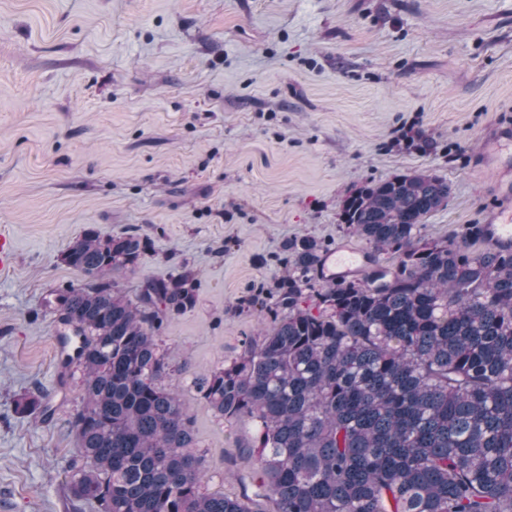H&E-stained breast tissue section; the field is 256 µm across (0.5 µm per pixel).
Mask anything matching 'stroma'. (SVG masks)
<instances>
[{"instance_id": "stroma-1", "label": "stroma", "mask_w": 512, "mask_h": 512, "mask_svg": "<svg viewBox=\"0 0 512 512\" xmlns=\"http://www.w3.org/2000/svg\"><path fill=\"white\" fill-rule=\"evenodd\" d=\"M512 122V0H0V512H73L53 290L84 276L62 255L83 230L148 238L135 272L190 273L194 309L162 340L210 489L257 478L251 422L215 417L192 377L233 360L274 314L260 308L303 237L365 249L340 219L371 182L448 181L429 239L489 223L481 160ZM45 393L49 420L15 402Z\"/></svg>"}]
</instances>
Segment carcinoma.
I'll return each mask as SVG.
<instances>
[{"label":"carcinoma","mask_w":512,"mask_h":512,"mask_svg":"<svg viewBox=\"0 0 512 512\" xmlns=\"http://www.w3.org/2000/svg\"><path fill=\"white\" fill-rule=\"evenodd\" d=\"M450 194L414 170L350 195L341 221L375 268L317 288L308 274L323 246L289 243L272 295L283 315L193 381L218 418L255 423L258 488L276 512H512V247L490 243L483 224L425 239ZM149 248L89 229L63 253L88 280L51 301L77 343L63 365L81 372L73 509L253 512L248 495L205 488L160 336L195 307L193 279L147 278L133 300L115 281ZM17 408L50 416L40 391Z\"/></svg>","instance_id":"carcinoma-1"}]
</instances>
